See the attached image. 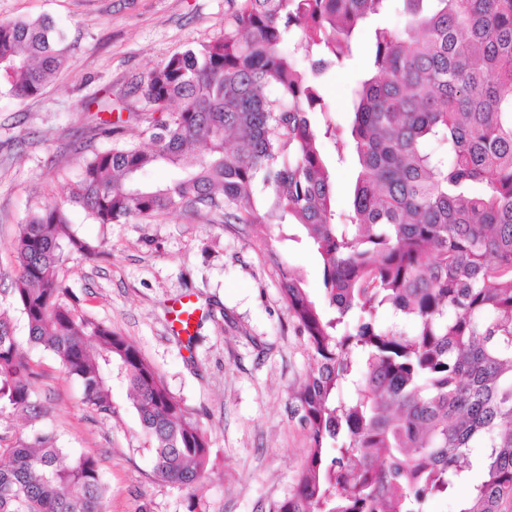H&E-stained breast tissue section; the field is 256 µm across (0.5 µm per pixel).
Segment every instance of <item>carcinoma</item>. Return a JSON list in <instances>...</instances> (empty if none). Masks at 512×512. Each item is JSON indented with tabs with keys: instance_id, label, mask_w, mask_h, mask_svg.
Returning <instances> with one entry per match:
<instances>
[{
	"instance_id": "carcinoma-1",
	"label": "carcinoma",
	"mask_w": 512,
	"mask_h": 512,
	"mask_svg": "<svg viewBox=\"0 0 512 512\" xmlns=\"http://www.w3.org/2000/svg\"><path fill=\"white\" fill-rule=\"evenodd\" d=\"M388 2L227 0L224 36L172 55L134 88L167 113L152 148L85 158L66 198L20 225L13 298L28 343L52 352L105 417L119 369L165 482L203 481L205 434L132 341L74 308L61 266L97 246L73 229L70 205L99 224L184 209L304 228L328 306L272 256L311 353L296 394L311 446L278 512H426L463 485L472 490L456 512H501L512 497V0H404L402 29L371 32L348 137L318 127L323 74ZM68 62L50 18L0 21V78L13 96L39 94ZM324 138L360 166L345 215ZM194 143L205 154L190 153ZM162 165L176 177L142 181ZM32 376L1 313L0 412L43 417ZM344 382L348 399L337 395ZM474 448L484 449L477 482ZM4 455L0 512H104L94 455L70 454L41 429L0 437Z\"/></svg>"
}]
</instances>
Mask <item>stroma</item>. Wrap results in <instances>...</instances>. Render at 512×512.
<instances>
[{
	"label": "stroma",
	"instance_id": "obj_1",
	"mask_svg": "<svg viewBox=\"0 0 512 512\" xmlns=\"http://www.w3.org/2000/svg\"><path fill=\"white\" fill-rule=\"evenodd\" d=\"M225 0H0V20L46 16L71 45L69 65L41 94L17 99L0 79V312H8L29 360L38 424L0 411V436L52 431L60 447L96 456L108 486L106 512H277L292 493L310 447L294 414L310 353L284 300L269 254H281L323 298V269L295 225L225 224L183 210L97 224L70 208L78 235L97 245L71 255L61 273L77 312L132 340L185 414L208 440L204 481L193 490L161 481L132 408L127 385L112 379L115 416L83 400L49 351L30 346L12 295L14 243L28 215L63 199L84 156L113 142L95 134L99 118L122 121V143L150 142L157 113L132 89L174 53L224 32ZM350 60L323 79L327 118L347 127L350 92L367 66L360 37ZM111 103L100 115L98 105ZM197 299L194 336L171 334L173 301Z\"/></svg>",
	"mask_w": 512,
	"mask_h": 512
}]
</instances>
